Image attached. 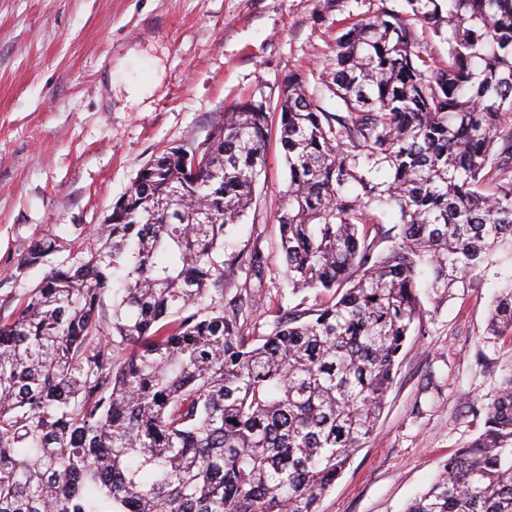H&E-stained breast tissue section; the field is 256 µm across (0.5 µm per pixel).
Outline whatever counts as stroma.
<instances>
[{
	"mask_svg": "<svg viewBox=\"0 0 512 512\" xmlns=\"http://www.w3.org/2000/svg\"><path fill=\"white\" fill-rule=\"evenodd\" d=\"M404 0H0V317L42 276L20 275L35 242L76 254L140 168L164 148L204 140L245 97L270 108L266 166L225 260L253 243L267 258L246 335L265 336L297 306L277 248L288 168L279 143L281 86L300 74L329 112L345 23ZM495 269L466 296L422 295L385 409L319 512H403L439 464L482 430L480 412L512 372V339L487 336Z\"/></svg>",
	"mask_w": 512,
	"mask_h": 512,
	"instance_id": "1",
	"label": "stroma"
}]
</instances>
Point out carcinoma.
<instances>
[{
    "instance_id": "cac0c4a2",
    "label": "carcinoma",
    "mask_w": 512,
    "mask_h": 512,
    "mask_svg": "<svg viewBox=\"0 0 512 512\" xmlns=\"http://www.w3.org/2000/svg\"><path fill=\"white\" fill-rule=\"evenodd\" d=\"M337 39L327 112L290 74L277 223L293 293L328 299L242 327L224 238L267 156L263 102L152 157L83 255L0 319V512H318L364 447L407 336L420 269L441 301L512 268V0H405ZM448 44L439 66L411 20ZM373 203L396 209L388 252ZM63 241L35 244L24 272ZM240 262L256 276L259 242ZM488 335L512 339V277ZM405 512H512V374L484 429Z\"/></svg>"
}]
</instances>
